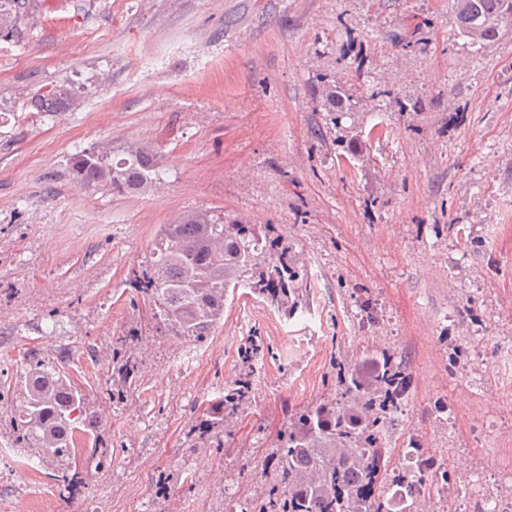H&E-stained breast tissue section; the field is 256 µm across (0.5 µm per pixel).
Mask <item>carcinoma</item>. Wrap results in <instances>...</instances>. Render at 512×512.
<instances>
[{"instance_id":"carcinoma-1","label":"carcinoma","mask_w":512,"mask_h":512,"mask_svg":"<svg viewBox=\"0 0 512 512\" xmlns=\"http://www.w3.org/2000/svg\"><path fill=\"white\" fill-rule=\"evenodd\" d=\"M460 33L473 44L493 40L512 26V0H453ZM26 0H0V33L18 29ZM71 83L28 98L42 115L75 98ZM349 98L342 87L322 88V106L343 111ZM69 169L84 187L115 194L139 192L161 179L157 154L147 146L128 149L109 160V152L83 150ZM306 272L271 224L228 220L208 210L183 214L162 225L160 243L145 264L132 271L130 285L147 300L157 324L176 336L202 341L224 320V308L239 288L265 301L286 318L307 309ZM128 337L112 340L113 373L129 384L137 364L120 354ZM409 382L394 357L380 352L361 367H336L335 388L320 401L289 415L279 430L267 465L273 483L261 501L243 500L242 512H417L420 491L408 472L393 475L407 488L395 502L382 480L390 472L386 427L395 420ZM251 392V375L233 382L224 396L203 410L205 421L221 430ZM11 447L22 448L50 470L68 504L89 485L92 471L104 467L98 454L102 415L90 392L76 384L65 364L28 356L13 386ZM92 440L85 458L75 452L76 436Z\"/></svg>"}]
</instances>
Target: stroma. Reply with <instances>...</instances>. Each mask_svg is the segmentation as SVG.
Returning <instances> with one entry per match:
<instances>
[{"mask_svg": "<svg viewBox=\"0 0 512 512\" xmlns=\"http://www.w3.org/2000/svg\"><path fill=\"white\" fill-rule=\"evenodd\" d=\"M353 98L321 105L323 81ZM83 91L34 117L27 94ZM359 135L363 151L346 141ZM161 157L152 189L77 185L68 158ZM190 210L275 225L308 273L286 319L239 289L206 341L157 331L129 284L162 225ZM512 27L473 47L451 0H28L0 35V391L28 353L102 392L103 471L66 504L11 447L0 403V505L29 512H226L268 484L290 413L333 363L393 354L410 389L393 464L415 440L452 486L512 471ZM139 367L121 401L112 339ZM359 342L348 345L347 337ZM487 339L485 348L469 344ZM223 455L197 425L244 371Z\"/></svg>", "mask_w": 512, "mask_h": 512, "instance_id": "obj_1", "label": "stroma"}]
</instances>
